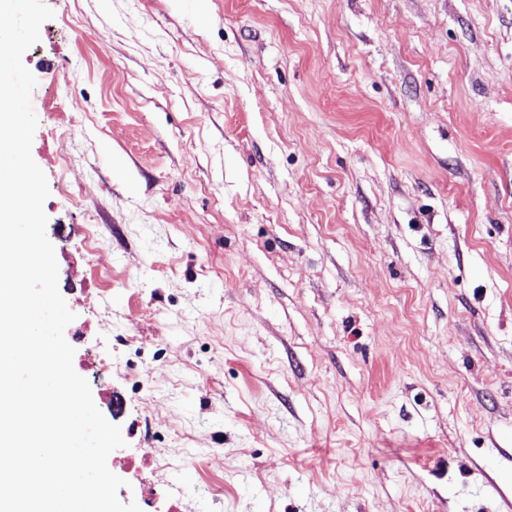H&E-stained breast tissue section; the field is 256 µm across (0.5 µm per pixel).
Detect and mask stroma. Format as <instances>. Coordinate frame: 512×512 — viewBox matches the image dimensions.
I'll return each instance as SVG.
<instances>
[{
	"mask_svg": "<svg viewBox=\"0 0 512 512\" xmlns=\"http://www.w3.org/2000/svg\"><path fill=\"white\" fill-rule=\"evenodd\" d=\"M45 2L31 153L119 500L512 512V0Z\"/></svg>",
	"mask_w": 512,
	"mask_h": 512,
	"instance_id": "stroma-1",
	"label": "stroma"
}]
</instances>
